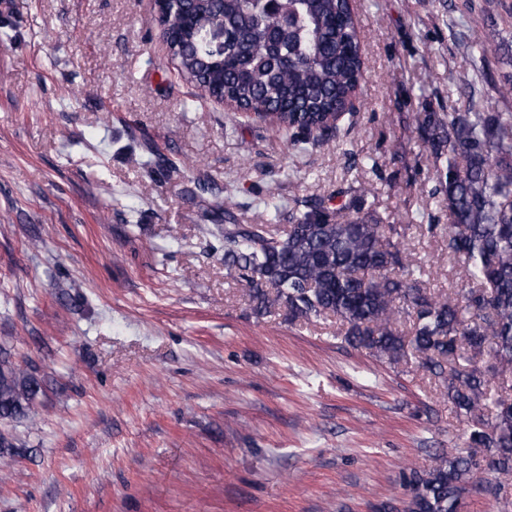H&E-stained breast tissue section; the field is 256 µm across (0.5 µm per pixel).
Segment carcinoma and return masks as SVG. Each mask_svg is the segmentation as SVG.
<instances>
[{"instance_id":"carcinoma-1","label":"carcinoma","mask_w":512,"mask_h":512,"mask_svg":"<svg viewBox=\"0 0 512 512\" xmlns=\"http://www.w3.org/2000/svg\"><path fill=\"white\" fill-rule=\"evenodd\" d=\"M169 56L204 96L224 97L242 112L293 132L291 145L342 141L339 122L363 76L351 0H279L268 12L256 0H182L171 4ZM224 24V56L202 40ZM416 129L428 143L435 187L448 204V255L463 262L468 287L442 295L421 280L397 225L368 205L372 190L293 198L288 232L269 219L239 224L224 203V266L250 285L253 309L283 308L288 320L334 316L343 340L396 366L413 356L441 380L468 423L467 450L446 454L405 478L404 512H461L466 493L483 485L499 497L512 480V113L422 112ZM145 164L169 175L190 163L142 143ZM464 305L470 319L460 314ZM412 318L411 334L396 327ZM45 377L0 347V421L37 426ZM16 439L0 432V477L15 463ZM471 448H485L480 469Z\"/></svg>"}]
</instances>
